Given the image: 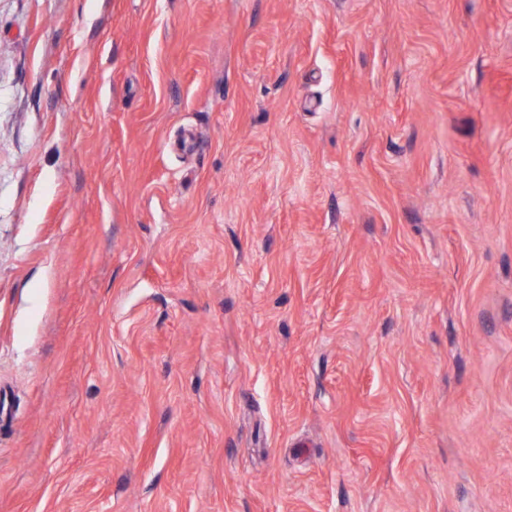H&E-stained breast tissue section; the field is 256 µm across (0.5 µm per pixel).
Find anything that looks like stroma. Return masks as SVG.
<instances>
[{"instance_id": "1", "label": "stroma", "mask_w": 512, "mask_h": 512, "mask_svg": "<svg viewBox=\"0 0 512 512\" xmlns=\"http://www.w3.org/2000/svg\"><path fill=\"white\" fill-rule=\"evenodd\" d=\"M0 512H512V0H0Z\"/></svg>"}]
</instances>
